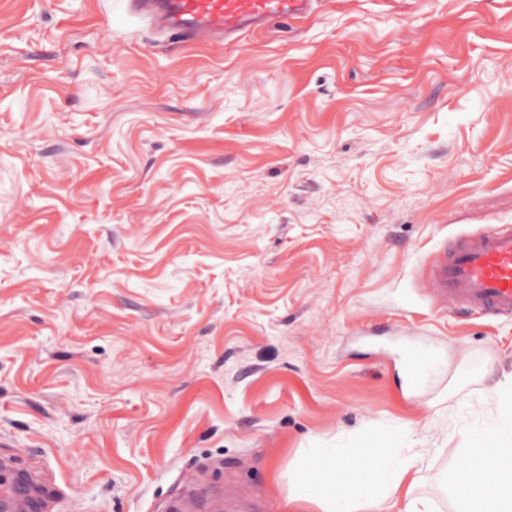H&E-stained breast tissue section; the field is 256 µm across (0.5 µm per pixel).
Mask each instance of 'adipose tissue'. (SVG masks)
Here are the masks:
<instances>
[{"label":"adipose tissue","instance_id":"obj_1","mask_svg":"<svg viewBox=\"0 0 512 512\" xmlns=\"http://www.w3.org/2000/svg\"><path fill=\"white\" fill-rule=\"evenodd\" d=\"M490 396L497 404L493 426L468 434L451 475L460 512H512V372L493 383ZM393 442L391 435H376L357 448L315 450L288 469L291 501L321 512H381L385 502L400 500L402 512H435L428 499L402 498L424 459L395 457Z\"/></svg>","mask_w":512,"mask_h":512}]
</instances>
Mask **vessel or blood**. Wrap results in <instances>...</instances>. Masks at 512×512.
<instances>
[{"mask_svg": "<svg viewBox=\"0 0 512 512\" xmlns=\"http://www.w3.org/2000/svg\"><path fill=\"white\" fill-rule=\"evenodd\" d=\"M325 0H124L127 13L158 36L194 46H221L276 19L309 17ZM442 308L481 317H512V224L467 235L438 251L427 279ZM23 474L0 464V504L32 512Z\"/></svg>", "mask_w": 512, "mask_h": 512, "instance_id": "1", "label": "vessel or blood"}]
</instances>
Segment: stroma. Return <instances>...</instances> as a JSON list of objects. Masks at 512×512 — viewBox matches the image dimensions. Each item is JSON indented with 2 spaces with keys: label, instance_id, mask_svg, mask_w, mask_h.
Listing matches in <instances>:
<instances>
[{
  "label": "stroma",
  "instance_id": "obj_1",
  "mask_svg": "<svg viewBox=\"0 0 512 512\" xmlns=\"http://www.w3.org/2000/svg\"><path fill=\"white\" fill-rule=\"evenodd\" d=\"M511 74L512 0H329L221 48L0 0V457L46 512H165L189 474L294 512L306 452L392 429L456 512L512 318L424 279L512 224Z\"/></svg>",
  "mask_w": 512,
  "mask_h": 512
}]
</instances>
